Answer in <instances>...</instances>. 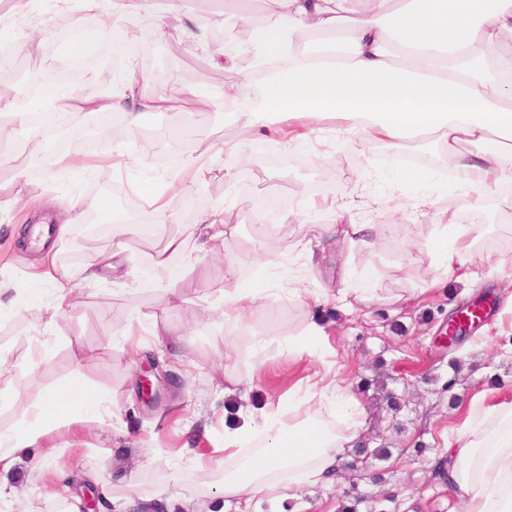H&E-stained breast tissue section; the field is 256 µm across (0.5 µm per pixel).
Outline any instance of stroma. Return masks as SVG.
<instances>
[{"mask_svg":"<svg viewBox=\"0 0 512 512\" xmlns=\"http://www.w3.org/2000/svg\"><path fill=\"white\" fill-rule=\"evenodd\" d=\"M25 2L16 0L0 11V44L13 48L31 40L45 46L61 18H78L96 28L112 12L110 0L92 11L81 9L77 0H42L39 13L25 20ZM223 54L213 38L201 47L187 44L173 28L156 39L152 62L143 70L145 95L178 102L177 110L143 115V127L153 122L172 126L186 112L197 126L190 142L150 137L143 127L107 139L97 122L84 120L75 147L79 157L99 154L108 142L122 151L121 166L103 161L90 170L51 175L41 158L27 154L28 131H13L14 151L0 160V185L25 171L31 195H45L52 212L93 198L107 201L93 213L97 228H90L92 214L82 210L80 223L57 243L60 267L79 270L93 255L112 248L110 203L119 192L134 197L138 183L165 179L174 221L163 234L125 240L121 267L98 281L78 282L60 305L51 284L28 279L27 265L38 253L13 236L23 222L37 224L39 214L30 213L26 202L0 210V253L13 259L0 265V285L8 289V307L0 314V433L27 426L46 394L84 378L73 358L75 338L95 357L97 366L86 378L112 409L105 422L75 423L52 433L51 458L40 467L17 464L0 497L18 499L22 512H57L60 499L81 501L83 473L91 466L114 512L161 498L189 512H212L218 502L224 512H237L236 503L223 501V467L196 468L180 461V454L187 448H223L224 427L239 412L277 407L295 392L301 399L290 413L305 417L321 402L319 394L307 390V379L327 371L357 402L366 442L389 447L392 455L368 459L364 479L350 472L326 488L292 491L295 512H337L350 490L371 497L386 486L396 495L391 512H448V489L431 478L434 463L446 456L449 438L486 401H512V246L505 243L512 222L503 219L502 193L491 185L475 189L449 157L444 165L452 169V180L432 176L422 187L403 183L398 168L385 160L387 146L366 141L332 119L287 145L274 140L248 144L249 160L234 164L226 151L242 143L234 116L212 99L223 91L225 76H238L243 68L224 72L208 65V58ZM200 153L210 174L182 185L179 172ZM160 154L172 157L163 170L155 162ZM299 157L310 162L307 174L287 166ZM259 184L287 195L288 223L254 220L246 191ZM189 195L202 198L205 208H223L226 252L236 259L243 280L269 285L272 294L264 307L242 302L237 317L217 308L224 280L213 272L217 257L204 256L179 285L180 305L162 311L154 285L166 274L151 264L150 255L169 234L182 235L188 248L196 249L195 216L181 207ZM344 203L351 206L348 221L373 225L370 245L341 248L323 240L324 226L338 223ZM473 222L478 245L466 266L479 278L475 286L443 275L432 256L415 247L443 225ZM297 239L308 241L313 265L287 252L288 243ZM263 254L279 255L280 267L262 265ZM371 266L380 274L369 305L349 309L335 300V293L355 285ZM297 287L305 288V296L294 295ZM482 293L496 297V312L462 346L449 350L440 336L449 314ZM159 317L172 336H153ZM312 321L323 326L326 338L312 353L298 355L288 339ZM229 348L234 354L228 358ZM153 359L159 362V379L157 398L150 402L141 394L138 373ZM453 376L458 382L445 392ZM228 386L235 387V396L225 397ZM388 392L399 398L400 411L387 407ZM376 473L383 475L384 485L370 482Z\"/></svg>","mask_w":512,"mask_h":512,"instance_id":"1","label":"stroma"}]
</instances>
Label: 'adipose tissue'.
I'll use <instances>...</instances> for the list:
<instances>
[{
  "label": "adipose tissue",
  "mask_w": 512,
  "mask_h": 512,
  "mask_svg": "<svg viewBox=\"0 0 512 512\" xmlns=\"http://www.w3.org/2000/svg\"><path fill=\"white\" fill-rule=\"evenodd\" d=\"M350 0H276L274 23L246 25L240 52L253 54L255 67L237 85L250 106L235 115L237 125L260 139L284 140L291 124L310 129L336 119L391 148L405 150L423 143L443 146L459 169L494 180L512 179V50L487 59L477 55L500 34H512V0H399L385 20L376 13H351ZM315 33L316 46L298 36ZM41 99L63 101L67 110L103 116L122 113L128 128L140 125L143 114L164 107V100L145 96L135 69L115 81L113 92L94 100L47 85ZM29 130V150L42 156L54 173L76 166V158L47 155L45 135L33 128L29 109L15 107L10 122L0 127V141L13 129ZM470 152H461V145ZM43 226L39 243L44 257L32 281L51 283L57 302L74 291L77 280L101 279L115 270V251L98 254L79 274L55 261L56 243L68 232L71 214H58ZM473 235L464 224L445 225L427 241L446 275L469 280L465 253ZM185 255L180 267L173 256ZM152 265L167 272L165 295L176 298L183 277L198 259L187 254L180 236L167 237L155 250ZM224 303L247 300L256 306L267 299L265 286L241 280L238 265L225 257L219 269ZM325 402L315 418L294 423L278 421L263 410L227 429L224 447L233 466L224 472L223 494L238 512H249L254 498L275 488L284 473L289 487L333 484L347 460V449L360 440L359 424L345 433L327 427V420L353 412L355 401L339 383L321 390ZM107 409L88 384L63 388L38 407L36 425L0 434V480L10 474L19 451L38 447L46 435L74 423H93ZM453 512H512V403L490 406L487 416L469 422L450 445Z\"/></svg>",
  "instance_id": "1"
}]
</instances>
